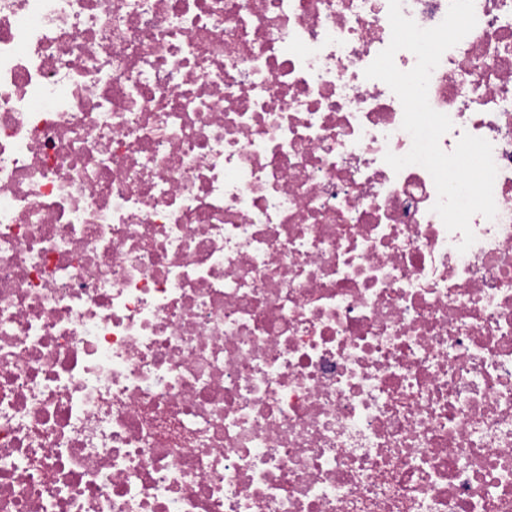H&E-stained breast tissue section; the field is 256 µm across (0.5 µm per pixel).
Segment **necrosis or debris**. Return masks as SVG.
Returning <instances> with one entry per match:
<instances>
[{
	"label": "necrosis or debris",
	"mask_w": 512,
	"mask_h": 512,
	"mask_svg": "<svg viewBox=\"0 0 512 512\" xmlns=\"http://www.w3.org/2000/svg\"><path fill=\"white\" fill-rule=\"evenodd\" d=\"M388 0H0V512H512V0L428 100Z\"/></svg>",
	"instance_id": "necrosis-or-debris-1"
}]
</instances>
